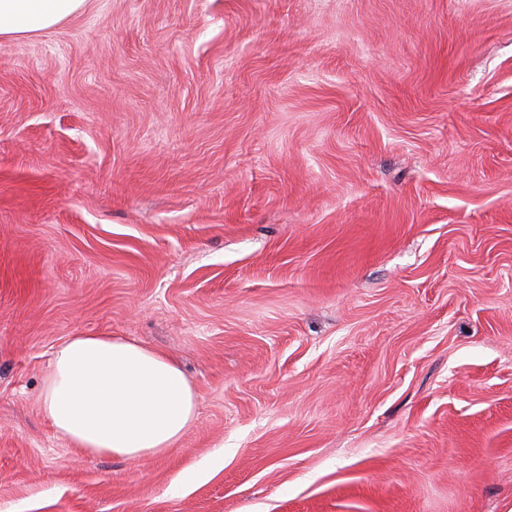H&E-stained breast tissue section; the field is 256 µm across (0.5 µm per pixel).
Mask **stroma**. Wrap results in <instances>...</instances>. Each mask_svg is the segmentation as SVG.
<instances>
[{
    "label": "stroma",
    "instance_id": "obj_1",
    "mask_svg": "<svg viewBox=\"0 0 512 512\" xmlns=\"http://www.w3.org/2000/svg\"><path fill=\"white\" fill-rule=\"evenodd\" d=\"M174 358L146 463L53 348ZM0 512H512V0H87L0 39ZM42 411L85 453L144 461L195 424L197 394L169 357L120 336L77 334L52 353Z\"/></svg>",
    "mask_w": 512,
    "mask_h": 512
}]
</instances>
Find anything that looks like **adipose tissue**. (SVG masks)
Wrapping results in <instances>:
<instances>
[{
	"label": "adipose tissue",
	"mask_w": 512,
	"mask_h": 512,
	"mask_svg": "<svg viewBox=\"0 0 512 512\" xmlns=\"http://www.w3.org/2000/svg\"><path fill=\"white\" fill-rule=\"evenodd\" d=\"M86 0H0V37L54 28ZM42 411L92 455L144 461L174 448L197 420V394L169 357L119 336L77 334L53 351Z\"/></svg>",
	"instance_id": "obj_1"
}]
</instances>
